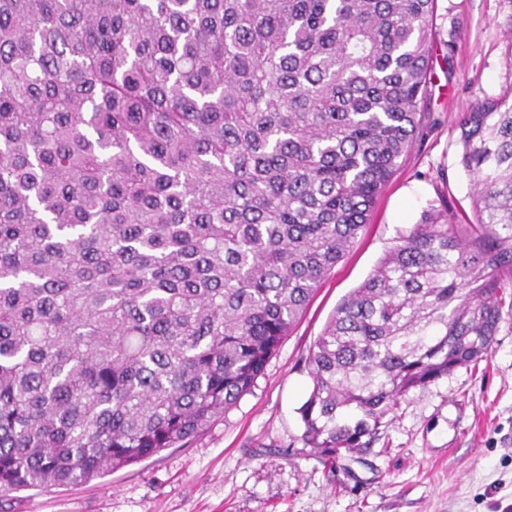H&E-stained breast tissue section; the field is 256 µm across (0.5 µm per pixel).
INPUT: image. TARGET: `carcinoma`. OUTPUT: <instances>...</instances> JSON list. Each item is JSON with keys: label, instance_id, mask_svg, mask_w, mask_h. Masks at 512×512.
Returning a JSON list of instances; mask_svg holds the SVG:
<instances>
[{"label": "carcinoma", "instance_id": "obj_1", "mask_svg": "<svg viewBox=\"0 0 512 512\" xmlns=\"http://www.w3.org/2000/svg\"><path fill=\"white\" fill-rule=\"evenodd\" d=\"M437 0H0V496L183 447L252 393L418 135ZM306 357L370 444L512 313V90Z\"/></svg>", "mask_w": 512, "mask_h": 512}]
</instances>
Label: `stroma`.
Listing matches in <instances>:
<instances>
[{
	"mask_svg": "<svg viewBox=\"0 0 512 512\" xmlns=\"http://www.w3.org/2000/svg\"><path fill=\"white\" fill-rule=\"evenodd\" d=\"M422 130L251 394L184 448L85 484L0 498V512H512V320L487 359L400 400L370 448L324 463L301 440L304 359L339 301L415 224L471 210L460 122L512 89V0H437Z\"/></svg>",
	"mask_w": 512,
	"mask_h": 512,
	"instance_id": "obj_1",
	"label": "stroma"
}]
</instances>
